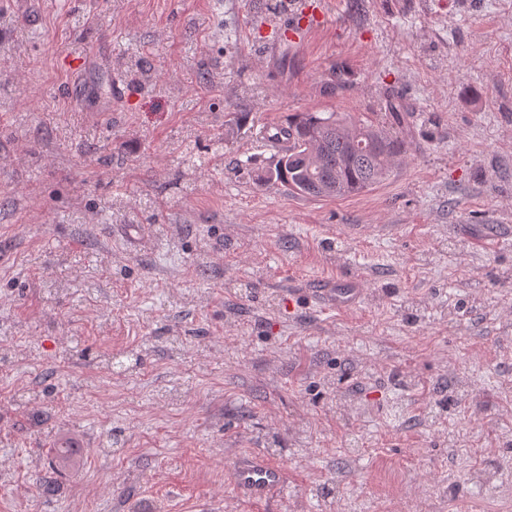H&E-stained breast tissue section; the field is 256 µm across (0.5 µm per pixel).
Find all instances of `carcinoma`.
Instances as JSON below:
<instances>
[{
  "label": "carcinoma",
  "instance_id": "1",
  "mask_svg": "<svg viewBox=\"0 0 512 512\" xmlns=\"http://www.w3.org/2000/svg\"><path fill=\"white\" fill-rule=\"evenodd\" d=\"M345 127L355 128L369 139L377 138L379 143L361 151L342 134ZM281 133L287 136L288 147L274 169L257 177V184L275 179L290 191L312 198L318 197L316 187L325 181H339L345 196L366 192L383 181L389 163L408 151L406 141L337 112L292 113ZM78 455L79 448L65 442L54 449L53 460L65 464Z\"/></svg>",
  "mask_w": 512,
  "mask_h": 512
}]
</instances>
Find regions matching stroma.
<instances>
[{
  "instance_id": "stroma-1",
  "label": "stroma",
  "mask_w": 512,
  "mask_h": 512,
  "mask_svg": "<svg viewBox=\"0 0 512 512\" xmlns=\"http://www.w3.org/2000/svg\"><path fill=\"white\" fill-rule=\"evenodd\" d=\"M303 2L0 0V512H512V0ZM292 112L411 150L256 187ZM319 21V15L302 9L293 18L292 23L284 27L282 40L295 47L303 46L308 41L311 31L319 25ZM358 290L356 281L322 283L313 288L316 303L327 311L352 308L357 303ZM234 485L253 497H264L281 488L285 474L281 468L259 455L240 456L231 469Z\"/></svg>"
}]
</instances>
